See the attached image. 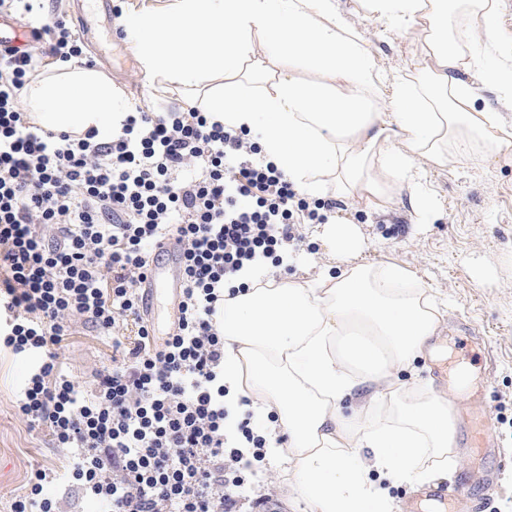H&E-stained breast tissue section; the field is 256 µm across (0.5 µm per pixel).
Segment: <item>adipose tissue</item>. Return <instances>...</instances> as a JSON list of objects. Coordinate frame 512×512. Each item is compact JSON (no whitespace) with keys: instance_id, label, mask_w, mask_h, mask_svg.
Wrapping results in <instances>:
<instances>
[{"instance_id":"adipose-tissue-1","label":"adipose tissue","mask_w":512,"mask_h":512,"mask_svg":"<svg viewBox=\"0 0 512 512\" xmlns=\"http://www.w3.org/2000/svg\"><path fill=\"white\" fill-rule=\"evenodd\" d=\"M484 53L467 27L448 30L449 0H366L369 13L399 17L423 34L421 63L397 81L377 67L336 0H163L127 26L153 80L207 90L206 110L234 128L260 129L259 145L301 193L364 196L387 206L406 186L414 212L434 207L419 188L418 159L443 167L473 141L488 153L512 140L499 112L478 106L493 89L512 106V53L494 40V0H471ZM388 103L391 119L378 106ZM24 103L48 131L111 136L129 107L111 82L78 63L30 83ZM389 264L340 275L252 284L225 300L224 403L252 400L272 414L267 448L292 471L316 512H387L383 480L418 483L448 466L454 423L447 398L399 377L425 356L440 313L428 288ZM356 401L343 416V400ZM375 403L389 420L366 419Z\"/></svg>"}]
</instances>
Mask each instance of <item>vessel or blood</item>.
I'll return each mask as SVG.
<instances>
[{
  "label": "vessel or blood",
  "mask_w": 512,
  "mask_h": 512,
  "mask_svg": "<svg viewBox=\"0 0 512 512\" xmlns=\"http://www.w3.org/2000/svg\"><path fill=\"white\" fill-rule=\"evenodd\" d=\"M30 35L28 27L15 18L0 15V51L27 48ZM181 260L182 247L176 239H168L154 248L148 272L141 283L147 295H154L162 284L180 290ZM434 376L438 385L453 387L463 382L467 373L464 368L444 358L436 364ZM484 399L483 386L473 384L466 402L458 408L464 424L466 446L479 456L488 453L494 446L491 418L482 408ZM497 480V473L490 470H465L461 472L458 482L429 485L423 495L437 505L441 512H485L486 495Z\"/></svg>",
  "instance_id": "1"
}]
</instances>
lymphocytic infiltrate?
Listing matches in <instances>:
<instances>
[{"label":"lymphocytic infiltrate","instance_id":"obj_1","mask_svg":"<svg viewBox=\"0 0 512 512\" xmlns=\"http://www.w3.org/2000/svg\"><path fill=\"white\" fill-rule=\"evenodd\" d=\"M0 54V348L36 354L18 401L30 427L67 449L70 487L107 512H265L246 493L266 458L251 411L224 406V286L283 266L296 221L321 202L259 156L245 130L209 113H128L107 141L43 130L20 108L45 59L80 57L67 21ZM184 248L177 326L157 339L138 284L150 253ZM113 339L111 369L84 389L63 368L74 318Z\"/></svg>","mask_w":512,"mask_h":512}]
</instances>
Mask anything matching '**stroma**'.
<instances>
[{
    "mask_svg": "<svg viewBox=\"0 0 512 512\" xmlns=\"http://www.w3.org/2000/svg\"><path fill=\"white\" fill-rule=\"evenodd\" d=\"M160 0H112L111 18L91 15L86 0H44V14H61L69 25L86 20L93 29L84 52L91 68L111 80L123 100L147 112H184L202 108L182 87L147 78L126 42L125 16L158 6ZM343 21L357 29L379 68L392 77L407 73L416 63L421 35L398 18L370 15L363 0H337ZM425 189L438 208L429 223H419L408 204L406 189H395L385 210L359 197L337 200L336 218L358 229L360 249L342 253L322 236L318 224H302L297 245L289 250L282 279H309L324 273L339 275L353 262L373 266L401 265L434 293L441 320L429 346H443L446 356L483 380L484 407L492 416L496 447L485 458L458 448L455 463L433 475L448 482L459 472L482 467L500 473L498 486L487 500V512H512V143L495 156L481 145L452 157L446 167L427 171ZM470 327L468 349H457L459 325ZM62 359L79 381L92 384L94 369L112 364V338L73 320ZM37 359L0 352V512H10L31 475L40 469L65 473L69 453L54 447L49 436L30 430L19 416L17 402ZM278 466L268 461L256 483L279 502L278 512H312L296 482L277 479Z\"/></svg>",
    "mask_w": 512,
    "mask_h": 512,
    "instance_id": "1",
    "label": "stroma"
}]
</instances>
